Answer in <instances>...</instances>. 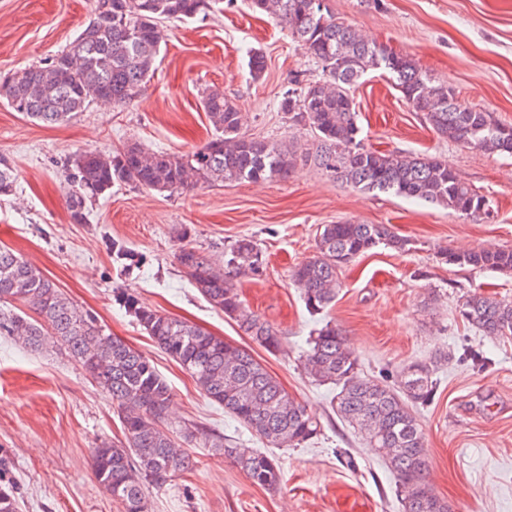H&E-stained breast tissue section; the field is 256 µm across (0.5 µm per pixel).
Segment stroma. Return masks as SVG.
Wrapping results in <instances>:
<instances>
[{
    "mask_svg": "<svg viewBox=\"0 0 512 512\" xmlns=\"http://www.w3.org/2000/svg\"><path fill=\"white\" fill-rule=\"evenodd\" d=\"M337 21L418 68L448 81L459 101L512 125V0H327ZM0 73L48 63L92 17L91 0H0ZM156 70L123 106L92 103L72 120L46 126L0 102V157L18 173L13 195L0 197V246L38 267L112 335L150 357L171 387L166 424L184 442L192 470L148 493L150 512H403L396 477L336 413V388L302 369L308 340L336 324L361 373L398 388L403 371L434 365L438 390L412 411L425 436L428 480L453 512H512V336L490 341L464 323L458 305L469 294L512 300V274L446 263L441 250L512 249V157L440 137L413 111L389 74L375 70L351 91L362 146L383 153L435 157L489 201L475 221L440 206L368 192L298 161L288 177L176 194L113 186L84 224L71 223L65 169L83 150L109 153L128 145L188 154L214 134L204 92L219 90L244 115L246 135L315 145L309 127L289 121L280 101L321 69L284 24L253 11L250 0H210L197 16L168 22ZM266 68L249 72L252 50ZM386 224L404 250L381 245L339 273L340 288L324 313L310 314L293 285L295 266L316 253L322 225ZM186 239H179V232ZM252 238L263 272L240 280L245 304L277 329L282 348L269 352L208 304L176 260L181 244L223 264L230 246ZM136 259L124 267L113 242ZM136 295L159 312L194 324L252 355L289 396L321 424L298 448H272L190 374L160 352L116 293ZM486 352L473 368L467 354ZM223 436L248 453H267L281 468L276 489L253 485L232 458L185 442V429ZM117 403L56 343L30 349L0 335V451L15 462L22 512H122L98 485L91 452L123 441Z\"/></svg>",
    "mask_w": 512,
    "mask_h": 512,
    "instance_id": "stroma-1",
    "label": "stroma"
}]
</instances>
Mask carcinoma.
<instances>
[{
    "mask_svg": "<svg viewBox=\"0 0 512 512\" xmlns=\"http://www.w3.org/2000/svg\"><path fill=\"white\" fill-rule=\"evenodd\" d=\"M250 4L283 23L321 68L320 79L288 92L280 104L292 122L307 125L316 134V151L305 158L363 190L425 201L472 219L488 212L487 198L463 183L447 162L364 148L351 88L367 71L383 69L439 136L489 154L512 155L511 125L463 105L448 83L428 77L409 57L390 52L337 21L325 0H250ZM92 7L94 18L54 59L0 76L1 101L45 125L58 124L92 102L128 104L154 70L165 36L162 22L193 18L208 3L92 0ZM202 105L216 134L190 154L149 152L136 145L112 154L92 150L77 154L68 172L73 186L67 200L72 223H86L92 202L111 192L116 183L172 194L198 184L284 178L295 166L299 157L295 146L241 133L242 114L223 93H207ZM16 182L15 168L0 158V197L12 195ZM381 243L395 250L406 246L384 224L324 225L317 254L292 274L309 312L319 314L335 299L342 266ZM440 255L450 264L512 271V249L483 248L463 255L445 249ZM176 259L189 283L212 307L235 320L266 350L281 349L278 331L244 305L238 290V277L263 270L262 254L252 239L236 240L222 269L193 246L180 247ZM114 298L156 346L190 373L205 397L272 447L294 448L319 434L318 421L248 350L144 306L132 294L122 292ZM16 301L32 315L4 309ZM458 314L491 339L512 335L511 301L471 294L459 304ZM0 334L34 349L56 340L118 403L125 442H104L93 449L95 478L123 512H149L147 487L161 488L189 466V456L165 426L171 388L151 359L105 333L92 312L7 247H0ZM303 370L320 383L336 386L337 414L379 451L396 475V494L404 512H451L429 486L423 432L409 407L411 402L424 404L434 397L433 366L408 367L397 393L360 374L345 338L328 322L310 337ZM204 445L235 457L253 484L266 489L278 485L280 470L274 458L239 453L222 436H208ZM12 468L11 457L1 453L0 512H21L19 487L7 478Z\"/></svg>",
    "mask_w": 512,
    "mask_h": 512,
    "instance_id": "obj_1",
    "label": "carcinoma"
}]
</instances>
